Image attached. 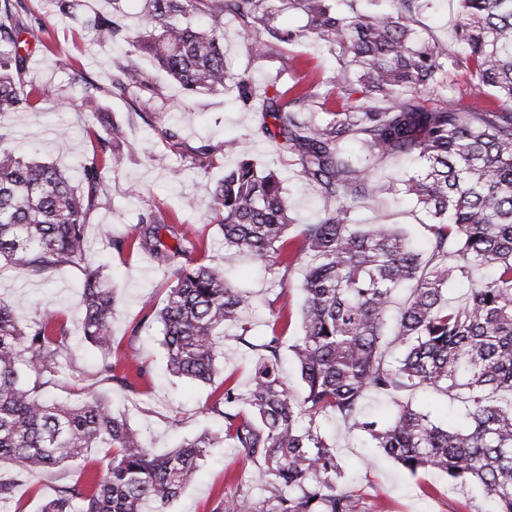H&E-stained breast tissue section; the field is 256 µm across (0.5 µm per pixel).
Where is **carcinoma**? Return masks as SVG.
<instances>
[{
  "label": "carcinoma",
  "instance_id": "cac0c4a2",
  "mask_svg": "<svg viewBox=\"0 0 512 512\" xmlns=\"http://www.w3.org/2000/svg\"><path fill=\"white\" fill-rule=\"evenodd\" d=\"M140 30L131 43L186 92L232 87L245 105L255 87L224 65V19L255 53L257 29L267 42L301 37L321 41L340 68L325 95L340 105L320 120L299 103L308 95L275 89L262 112L274 120L262 132L282 136L300 174L328 206L316 222L300 225L301 245L286 235L292 226L279 174L241 158L224 170L210 192L209 223L227 247L284 269L305 263L302 334L291 345L303 392L295 396L282 376V336L276 328L259 342L248 339L242 319L249 301L206 263L188 230L142 217L135 236L113 241L117 251L142 252L168 268L171 282L156 312L170 371L216 383L207 413L222 422L184 445L156 454L125 416L91 392L74 403L47 400L42 385L61 382L70 337L45 314L30 324L0 297V505L13 502L21 485L59 466L81 478L57 488L40 512H166L200 466L227 440L256 466L261 494L219 495L210 512H362L343 488L336 446L325 429L335 419L368 434L374 447L404 471L433 470L453 485L476 483L493 501L492 512H512V0H458L457 47L423 40L411 27L421 0H142ZM303 13L304 28L276 25L280 5ZM22 0H0V114L32 107L23 74L30 52L21 34L44 30L20 14ZM100 42L119 36L111 14L87 21ZM462 71L490 96L483 112L456 108L448 74ZM151 87L146 73L122 65L111 88L132 95ZM99 138L105 160L83 166L87 192L75 189L53 163L17 156L0 134V262L24 277L65 266L84 271L80 328L102 353L99 375L136 391L150 366L140 360L118 370L109 358L117 298L85 241L87 216L106 173L124 162L122 127L112 122ZM358 142L371 164L346 153ZM411 155L418 171L392 181L391 189L416 199L429 216L427 254L415 251L388 224H356L353 203L376 187L373 166ZM175 240L169 245L165 237ZM467 289L448 305V282ZM414 288L395 322L393 297ZM235 325L233 339L251 352L247 387L218 376L224 356L218 339ZM401 357L386 360V347ZM453 392L464 404L461 427L448 430L401 401L409 391ZM369 392L389 398L393 418L380 426L362 416ZM109 451L103 471L92 453ZM15 503V502H13ZM13 512H23L16 502Z\"/></svg>",
  "mask_w": 512,
  "mask_h": 512
}]
</instances>
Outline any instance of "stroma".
Listing matches in <instances>:
<instances>
[{
  "label": "stroma",
  "mask_w": 512,
  "mask_h": 512,
  "mask_svg": "<svg viewBox=\"0 0 512 512\" xmlns=\"http://www.w3.org/2000/svg\"><path fill=\"white\" fill-rule=\"evenodd\" d=\"M23 5L47 28L39 40L29 43L24 80L35 90V103L25 111L0 115V132L7 134L9 146L19 155L37 153L65 170L77 186L81 183L79 166L92 158L96 138L104 132L99 124L86 121L82 100L87 83L96 86L97 110L123 126L128 156L98 187L85 233L90 250L108 261L118 297L112 317L116 344L112 359L122 367L128 354H138L150 364V377L136 394L97 377L101 355L80 339L81 268L23 278L2 267L0 296L15 302L26 321L55 312L58 324L70 336L69 363L74 378L46 385L44 397L65 401L81 387H89L103 396L114 412L126 414L154 452L165 453L205 428L217 427V420L206 412L210 389L169 373L162 327L149 318L162 305L169 271L147 255L132 256L110 248L109 238L130 236L139 215L149 211L166 223L190 225L206 248L208 263L223 270L229 281L250 297L252 304L245 317L252 336L261 337L274 328L289 345L301 334V265L286 270L253 261L224 246L206 216L211 188L223 177L225 168L236 162L235 157L221 152L223 141L238 139L240 154L254 160L258 168L272 165L279 169L292 215L298 221L297 227L288 231L290 238H297L300 223L314 221L324 201L317 189L300 177L295 156L285 144L263 136L261 112L241 105L235 93L187 95L127 43L92 44L88 31L54 14L49 0H23ZM456 8V0H441L437 7L418 10L414 26L427 38L446 46L454 44ZM224 31V58L231 72L247 73L260 91L273 84H298L311 94L307 111H335V97L325 96L324 91L336 61L316 42L301 38L254 55L236 36L232 22H225ZM287 57L296 60L295 69L288 72L283 69ZM119 64H132L147 72L163 88L164 106H156L147 91L135 100L113 93L110 76ZM174 126L180 133L175 145L164 137L165 130ZM205 145L215 149L209 163H191V156ZM412 167L405 156L378 165L374 180L379 192L363 200L355 216L363 223L379 219L397 225L414 245L422 247L427 231L421 206L389 187L393 172ZM135 326L140 332L134 337L130 331ZM409 400L442 426L457 425L461 419V400L445 393L417 392ZM325 427L336 441L344 482L357 495L364 512H486L488 504L478 486H452L445 476L433 471L410 475L379 449L368 447L365 437L350 435L338 421H327ZM254 472V463L242 449L225 444L215 449L197 481L168 505L167 512H208L212 501L223 493L259 495Z\"/></svg>",
  "instance_id": "35a3bbf8"
}]
</instances>
